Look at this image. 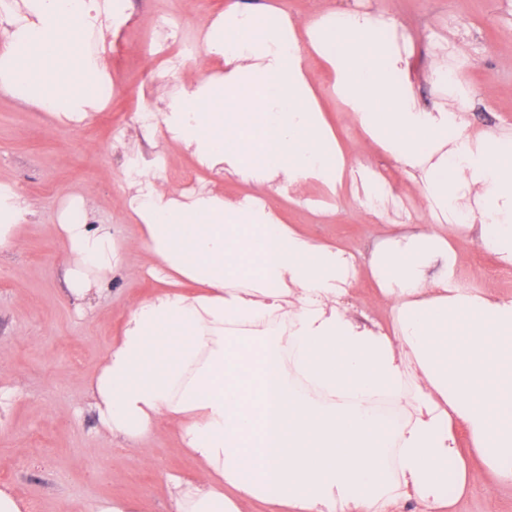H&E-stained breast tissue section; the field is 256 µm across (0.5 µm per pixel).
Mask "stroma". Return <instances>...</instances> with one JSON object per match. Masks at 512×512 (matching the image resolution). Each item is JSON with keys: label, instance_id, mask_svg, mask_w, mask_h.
<instances>
[{"label": "stroma", "instance_id": "35a3bbf8", "mask_svg": "<svg viewBox=\"0 0 512 512\" xmlns=\"http://www.w3.org/2000/svg\"><path fill=\"white\" fill-rule=\"evenodd\" d=\"M391 12L414 45L412 78L422 100L430 98L428 64L436 46L451 36L467 45L456 73L468 84L474 128L512 134V0H360ZM226 0H127L128 17L105 34L103 59L120 92L79 125H63L43 109L0 91V182L14 185L37 212L24 225L22 242L0 254V385L14 388L10 417L0 426V489L11 490L37 512H90L104 498L126 500L137 512H173L165 488L169 473L190 478L197 462L166 429L131 446L100 432L86 384L98 369L128 314L156 289L146 273L149 256L133 241L138 226L128 206L123 176L137 159L156 171V188H177L192 174L199 187L233 199L252 186L200 166L166 134L139 125L135 112L157 110L160 84L194 79L211 61L204 49L179 62L141 53L148 39L187 42L204 34ZM363 162L390 188V223L379 224L350 194L335 197L324 186L296 194L280 216L303 236L335 245L359 272L342 299L349 315L389 326L392 305L376 290L367 264L396 237L422 231L424 199L399 170L378 154ZM85 199L94 223L110 225L121 244L120 267L107 290L85 300L68 295L67 256L56 226L64 202ZM338 204L331 219L317 217ZM451 273L455 287L512 297V265L479 246L461 247L453 265L436 260L428 273ZM472 479L451 512H512V486L494 485L476 457Z\"/></svg>", "mask_w": 512, "mask_h": 512}]
</instances>
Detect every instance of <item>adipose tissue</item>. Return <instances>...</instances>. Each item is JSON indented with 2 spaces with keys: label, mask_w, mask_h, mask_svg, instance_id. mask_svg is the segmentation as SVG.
<instances>
[{
  "label": "adipose tissue",
  "mask_w": 512,
  "mask_h": 512,
  "mask_svg": "<svg viewBox=\"0 0 512 512\" xmlns=\"http://www.w3.org/2000/svg\"><path fill=\"white\" fill-rule=\"evenodd\" d=\"M0 16V89L80 122L107 80L92 40L115 0H22ZM224 71L168 93L157 124L210 170L266 189L252 206L215 191L184 203L141 170L129 188L143 228L136 244L168 285L128 315L89 383L104 435L129 443L172 427L201 464L168 474L176 512H242L249 499L295 512H390L412 500L437 512L463 494L469 451L495 484L512 485V299L428 278L436 258L476 243L512 263V135L470 134L465 87L434 54L436 95L419 102L414 50L385 11H322L293 20L233 0L204 40ZM329 76L366 142L392 159L426 201L425 231L373 257L390 326L368 327L340 299L358 272L338 247L284 224L276 203L320 184L350 192L385 220L377 179L347 158L319 90ZM33 206L0 182V253L20 244ZM58 230L69 294L97 293L120 264L106 224L71 200ZM403 405L401 418L371 408Z\"/></svg>",
  "instance_id": "obj_1"
}]
</instances>
